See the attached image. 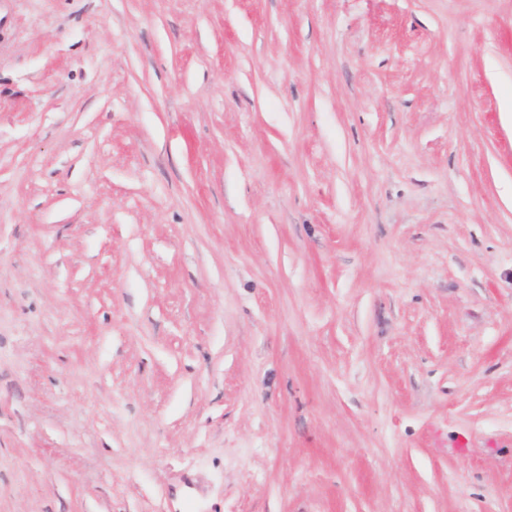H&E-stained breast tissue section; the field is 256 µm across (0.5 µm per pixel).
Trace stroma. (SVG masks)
Segmentation results:
<instances>
[{"label":"stroma","mask_w":512,"mask_h":512,"mask_svg":"<svg viewBox=\"0 0 512 512\" xmlns=\"http://www.w3.org/2000/svg\"><path fill=\"white\" fill-rule=\"evenodd\" d=\"M512 0H0V512H512Z\"/></svg>","instance_id":"obj_1"}]
</instances>
